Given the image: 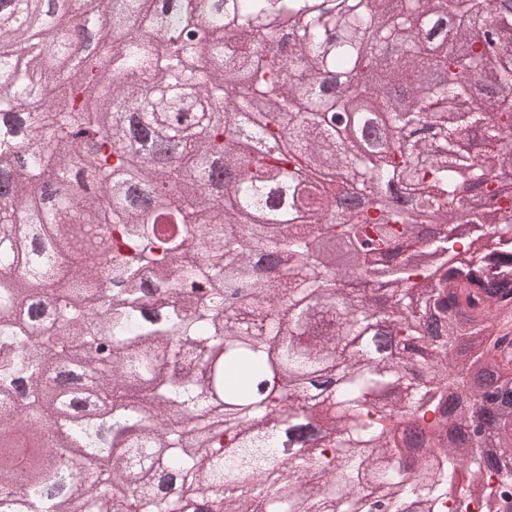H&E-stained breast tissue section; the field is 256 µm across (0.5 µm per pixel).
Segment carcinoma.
I'll return each mask as SVG.
<instances>
[{
	"mask_svg": "<svg viewBox=\"0 0 512 512\" xmlns=\"http://www.w3.org/2000/svg\"><path fill=\"white\" fill-rule=\"evenodd\" d=\"M75 2L0 0V512L512 502V400L490 402L512 388V193L455 146L512 135V0H203L202 19L192 0H90L100 39L120 31L112 68L68 61ZM409 31L435 38L429 79ZM489 62L495 83L448 112ZM356 99L395 146L337 137ZM327 160L363 209L302 174ZM28 217L40 240L15 250ZM62 362L111 439L58 398ZM330 414L333 435L304 434ZM429 414L439 455L409 467L397 419ZM483 424L498 438L469 457Z\"/></svg>",
	"mask_w": 512,
	"mask_h": 512,
	"instance_id": "cac0c4a2",
	"label": "carcinoma"
}]
</instances>
